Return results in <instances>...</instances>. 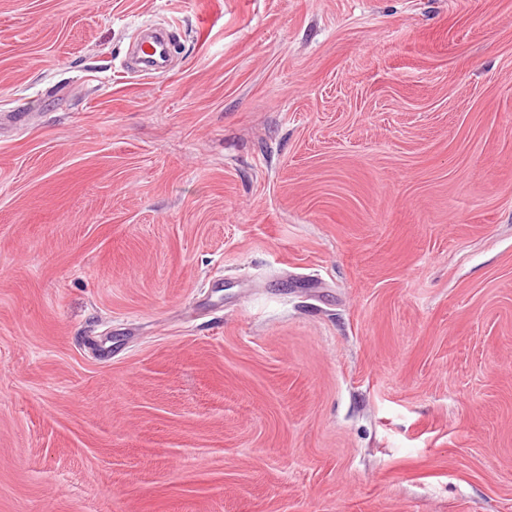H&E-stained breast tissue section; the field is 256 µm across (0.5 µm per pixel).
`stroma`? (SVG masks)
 <instances>
[{"label":"stroma","mask_w":512,"mask_h":512,"mask_svg":"<svg viewBox=\"0 0 512 512\" xmlns=\"http://www.w3.org/2000/svg\"><path fill=\"white\" fill-rule=\"evenodd\" d=\"M0 512H512V0H0ZM141 63L146 70L163 71L167 67L168 54L163 37L144 42L139 48Z\"/></svg>","instance_id":"stroma-1"}]
</instances>
